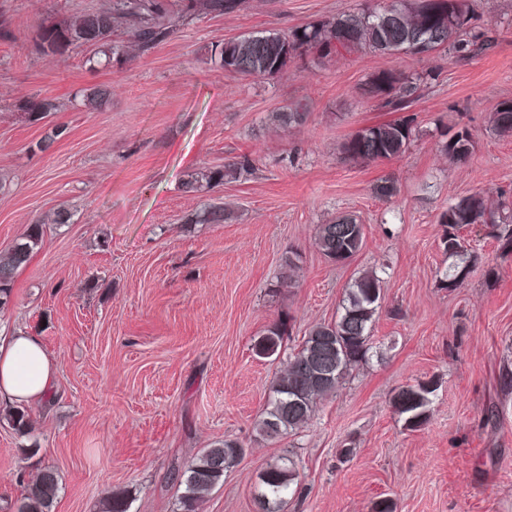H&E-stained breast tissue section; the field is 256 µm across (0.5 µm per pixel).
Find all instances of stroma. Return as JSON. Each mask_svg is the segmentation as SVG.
Returning <instances> with one entry per match:
<instances>
[{
	"instance_id": "1",
	"label": "stroma",
	"mask_w": 512,
	"mask_h": 512,
	"mask_svg": "<svg viewBox=\"0 0 512 512\" xmlns=\"http://www.w3.org/2000/svg\"><path fill=\"white\" fill-rule=\"evenodd\" d=\"M360 2L246 0L221 16L199 8L151 51L108 60L89 48L45 54L38 31L111 0H0V252L30 224L44 231L15 274L0 336L35 332L59 364L55 390L31 413L32 436L0 414V512L21 478L48 464L59 476L53 512H105L113 494L128 512H172V466L224 439L245 453L202 512H259V476L282 455L297 478L280 512H376L385 500L393 512H512V387L501 381L512 371V250L490 226L464 227L470 272L454 288L440 281L449 203L512 196V136L490 123L492 107L512 99V0H476L497 45L466 63L359 49L252 79L210 60L224 40L286 32ZM427 69L439 78L407 110L406 152L345 159L349 134L388 118L361 94L372 75ZM102 85L109 102L87 109L85 94ZM32 96L56 111L28 120L20 105ZM295 110L304 124L277 122ZM57 125L66 136L40 151ZM461 128L474 149L457 162L442 146ZM243 155L251 174L182 192L188 171ZM211 204L231 218L191 223ZM60 209L69 223H54ZM342 216L365 236L336 264L316 238ZM292 252L300 268L288 284L280 276ZM370 268L382 302L368 361L308 425L260 437L283 360L312 327L338 318L346 287ZM279 320L288 336L261 354ZM427 381L430 419L408 430L393 398ZM346 447L353 454L339 462Z\"/></svg>"
}]
</instances>
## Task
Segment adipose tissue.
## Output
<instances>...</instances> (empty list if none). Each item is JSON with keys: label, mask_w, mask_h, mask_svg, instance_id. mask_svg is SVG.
I'll use <instances>...</instances> for the list:
<instances>
[{"label": "adipose tissue", "mask_w": 512, "mask_h": 512, "mask_svg": "<svg viewBox=\"0 0 512 512\" xmlns=\"http://www.w3.org/2000/svg\"><path fill=\"white\" fill-rule=\"evenodd\" d=\"M57 360L42 338L27 330L0 342V407H33L54 389Z\"/></svg>", "instance_id": "ef3b65f1"}]
</instances>
